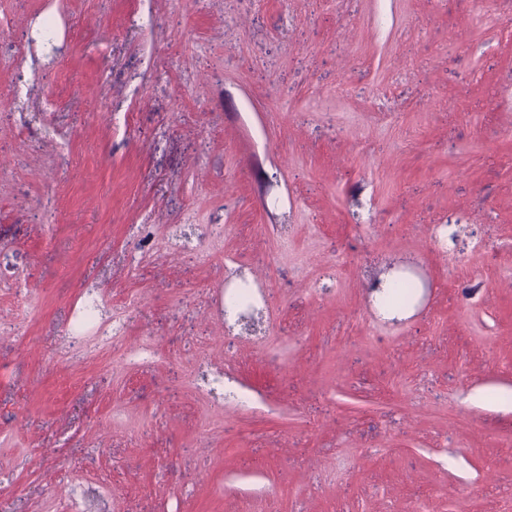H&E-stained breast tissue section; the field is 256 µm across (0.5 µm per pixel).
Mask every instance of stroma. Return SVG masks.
Returning <instances> with one entry per match:
<instances>
[{
  "instance_id": "35a3bbf8",
  "label": "stroma",
  "mask_w": 512,
  "mask_h": 512,
  "mask_svg": "<svg viewBox=\"0 0 512 512\" xmlns=\"http://www.w3.org/2000/svg\"><path fill=\"white\" fill-rule=\"evenodd\" d=\"M510 395L512 0H0V512H512Z\"/></svg>"
}]
</instances>
